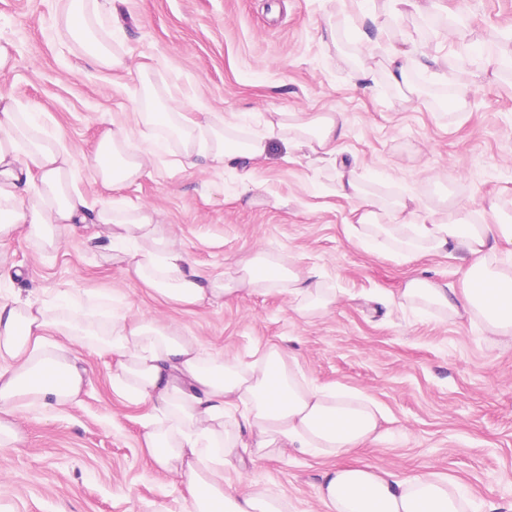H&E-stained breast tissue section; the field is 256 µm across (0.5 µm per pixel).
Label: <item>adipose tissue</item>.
I'll list each match as a JSON object with an SVG mask.
<instances>
[{
  "label": "adipose tissue",
  "instance_id": "obj_1",
  "mask_svg": "<svg viewBox=\"0 0 512 512\" xmlns=\"http://www.w3.org/2000/svg\"><path fill=\"white\" fill-rule=\"evenodd\" d=\"M53 28L90 65L125 68L99 0H63ZM425 57L412 41L380 45V62L401 89H410ZM140 75L143 95L134 124L113 122L98 144L92 168L103 186L137 181L146 170L148 149L168 136L179 141L184 168L202 159L225 166L258 161L274 140L308 150L334 170L335 194L353 201L357 224L379 249L409 259L464 254L460 288L448 289L420 273L407 279L405 302L478 321L490 343H512V260H503L501 248L512 244V218H503L497 205L442 214L411 210L397 199L379 200L339 157L342 113L276 112L260 132L242 139L236 115L204 124L190 120L164 71L148 66ZM135 130L144 148L133 147ZM77 172L61 138L43 130L32 113L0 106V239L22 228L51 248L61 228L95 224L113 262L169 302L203 307L285 290L304 317L326 314L335 304L318 269L284 262L264 249L238 260L224 277L212 275L190 263L156 210L90 201L74 186ZM66 339L115 358L113 386L163 414V422L146 424L143 440L154 463L178 476L187 512H283L277 489L232 482L224 476L225 465L243 457L280 459L292 449L331 459L380 438L382 411L376 402L309 382L283 348H264L248 361L206 358L195 338L150 317L132 318L99 299L63 293L37 305L0 297L1 448L19 439L11 420L15 411H51L80 394L85 371L63 347ZM318 493L326 512H474L460 484L432 471L401 476L368 464L334 466L324 471Z\"/></svg>",
  "mask_w": 512,
  "mask_h": 512
}]
</instances>
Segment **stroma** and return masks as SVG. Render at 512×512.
Segmentation results:
<instances>
[{
	"instance_id": "stroma-1",
	"label": "stroma",
	"mask_w": 512,
	"mask_h": 512,
	"mask_svg": "<svg viewBox=\"0 0 512 512\" xmlns=\"http://www.w3.org/2000/svg\"><path fill=\"white\" fill-rule=\"evenodd\" d=\"M387 31L413 37L438 59L417 72L416 94L403 96L377 72L374 43L355 29L374 27L339 0H100L104 20L127 54L123 70L89 66L53 35L59 0H0V42L16 46L0 95L38 113L80 161L76 187L115 206H149L194 263L223 276L249 252L268 248L282 260L313 266L338 301L304 318L288 293L244 295L207 307L155 295L97 248L99 228L61 231L43 249L25 231L0 239V296L39 302L68 290L115 298L131 316L146 315L194 337L205 354L250 359L279 345L292 351L316 384L336 385L378 402L380 443L347 455L399 475L429 466L472 492L475 512H512V344L487 346L468 320L399 306L407 279L428 273L461 285L457 257L409 261L363 248L349 232L352 205L334 195L333 171L271 142L253 165L255 204L242 198V167L204 161L185 169L169 143L136 182L107 189L91 165L112 122H132L141 98L140 64L163 69L188 94L187 115L239 113L260 130L272 112H341L339 142L367 186L420 207L497 202L512 214V80L486 71L480 47L512 57V0H424ZM339 27L328 45V23ZM467 85L463 105L444 101L450 82ZM70 348L86 370L77 400L43 414L13 415L20 440L0 447V506L6 512H186L172 473L153 464L143 443L148 405L112 386L114 362L88 346ZM328 460L297 451L283 459L231 463L229 478L275 485L288 512H325L318 486Z\"/></svg>"
}]
</instances>
